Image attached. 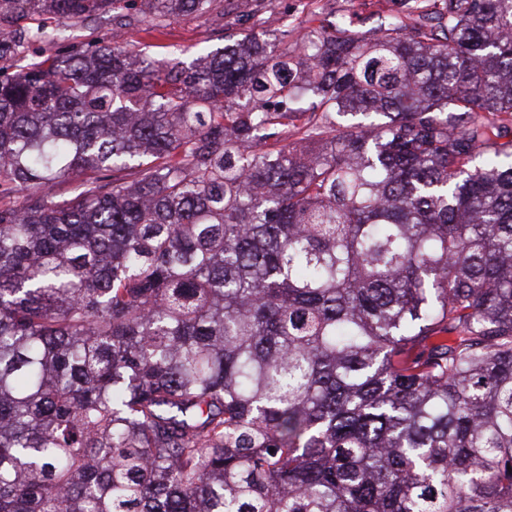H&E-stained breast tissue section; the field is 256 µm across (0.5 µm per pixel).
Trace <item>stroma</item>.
Here are the masks:
<instances>
[{"mask_svg":"<svg viewBox=\"0 0 512 512\" xmlns=\"http://www.w3.org/2000/svg\"><path fill=\"white\" fill-rule=\"evenodd\" d=\"M434 0H260L258 14L242 18L239 0H214L207 14L181 15L166 20L162 32L147 30L141 21L143 0H125L123 12L127 19L122 24L103 26L97 20L87 19L72 25L44 15L39 24L53 29L55 37L46 42L29 44L9 69L42 60L49 56L73 53L85 49L87 42H122L134 50H144L162 59L171 50L183 53L184 62H191L197 51L205 46L223 45L228 32H242L267 40L273 52L282 46L273 41L274 28L289 30V42L295 43L312 29L327 28L328 24L351 19L353 33L362 34L378 28L393 14L404 12L416 18L419 12L432 9Z\"/></svg>","mask_w":512,"mask_h":512,"instance_id":"stroma-1","label":"stroma"}]
</instances>
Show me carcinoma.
<instances>
[{
  "label": "carcinoma",
  "instance_id": "1",
  "mask_svg": "<svg viewBox=\"0 0 512 512\" xmlns=\"http://www.w3.org/2000/svg\"><path fill=\"white\" fill-rule=\"evenodd\" d=\"M329 29L0 67V512H512V0Z\"/></svg>",
  "mask_w": 512,
  "mask_h": 512
}]
</instances>
